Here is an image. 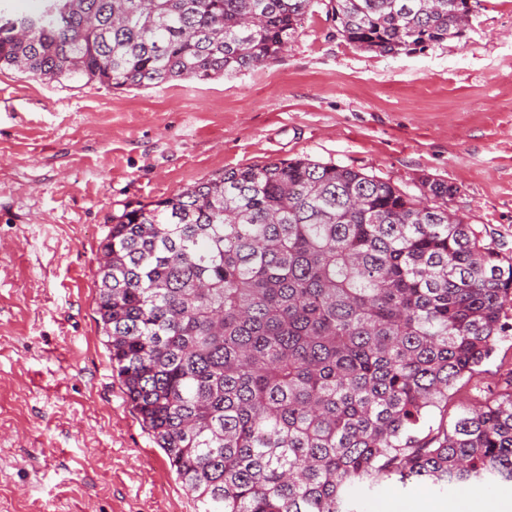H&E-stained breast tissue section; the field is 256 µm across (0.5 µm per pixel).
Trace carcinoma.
<instances>
[{
	"label": "carcinoma",
	"mask_w": 512,
	"mask_h": 512,
	"mask_svg": "<svg viewBox=\"0 0 512 512\" xmlns=\"http://www.w3.org/2000/svg\"><path fill=\"white\" fill-rule=\"evenodd\" d=\"M309 0H42L0 8V68L149 88L279 57ZM385 54L462 33L469 0H332ZM310 159L128 207L100 243L97 323L124 394L202 512H358L387 481H512V383L433 424L512 335L494 230Z\"/></svg>",
	"instance_id": "1"
}]
</instances>
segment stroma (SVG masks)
Returning a JSON list of instances; mask_svg holds the SVG:
<instances>
[{"label": "stroma", "instance_id": "obj_1", "mask_svg": "<svg viewBox=\"0 0 512 512\" xmlns=\"http://www.w3.org/2000/svg\"><path fill=\"white\" fill-rule=\"evenodd\" d=\"M307 158L493 228L512 262V0L410 53L348 43L310 0L287 51L218 79L109 90L0 69V512H198L127 402L95 314L99 242L130 203ZM512 378V337L435 421Z\"/></svg>", "mask_w": 512, "mask_h": 512}]
</instances>
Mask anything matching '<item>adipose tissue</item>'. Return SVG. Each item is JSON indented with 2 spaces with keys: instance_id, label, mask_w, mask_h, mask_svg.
<instances>
[{
  "instance_id": "1",
  "label": "adipose tissue",
  "mask_w": 512,
  "mask_h": 512,
  "mask_svg": "<svg viewBox=\"0 0 512 512\" xmlns=\"http://www.w3.org/2000/svg\"><path fill=\"white\" fill-rule=\"evenodd\" d=\"M373 512H512V491L490 496L461 491L443 501L388 496L374 505Z\"/></svg>"
}]
</instances>
